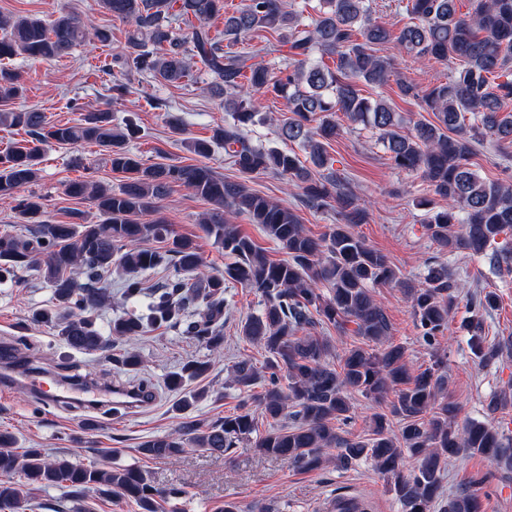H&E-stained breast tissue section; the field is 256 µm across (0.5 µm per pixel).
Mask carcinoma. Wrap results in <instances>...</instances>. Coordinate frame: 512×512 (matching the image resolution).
<instances>
[{
  "instance_id": "1",
  "label": "carcinoma",
  "mask_w": 512,
  "mask_h": 512,
  "mask_svg": "<svg viewBox=\"0 0 512 512\" xmlns=\"http://www.w3.org/2000/svg\"><path fill=\"white\" fill-rule=\"evenodd\" d=\"M112 19L130 26L122 54L101 72L110 77L108 90L121 99L129 93L134 74L160 84L176 85L191 76L198 58L206 90L224 98L231 120L213 130L210 140H186L192 153L205 156L212 145L244 174L270 173L303 190L306 205L323 210L336 203L337 223L327 233H308L294 210L251 192L242 182L226 181L205 165H147L130 151L135 134L112 127V114L88 112L73 122L52 123L36 109H13L9 103L22 91L20 75L0 69V126L22 131L0 155V201L31 225L32 238L0 233V283L13 280L20 268L36 267L52 289L54 307L32 313V321L47 325L69 347L103 352L116 339L131 340L149 327L185 326V332L215 354L223 349L224 285L255 289L262 309L248 317L241 332L263 347L269 358L264 390L251 392L260 377L248 359L231 368V382L257 403L260 414L278 422L292 416V427H273L257 434L254 412L247 404L207 427L184 421L177 433L144 442L140 452L156 459L179 457L193 446L229 455L239 444L254 443L265 456L283 458L303 470L326 461L336 449L343 466L371 460L387 475L390 489L404 512H482L481 498L466 492L443 499L441 483L448 461L479 453L492 462H512V438L495 426L477 420L458 425L459 407L444 396V356L414 374L406 350L389 340L390 325L372 294L376 285L404 289L423 341L431 346L448 330V317L459 298L461 283L440 263L428 269L425 285L413 288L386 255L368 247L349 227L366 222L367 211L357 198L340 191L336 170L326 146L347 118L379 133L395 168L414 175L442 200L426 195L416 206L429 214L427 230L442 254L479 255L512 232V183L488 180L471 168L475 148L489 144L497 150L512 147V0H399L410 23L396 32L373 18L371 0H319L316 17L304 23L284 0H244L228 11L224 0H99ZM467 11H462V8ZM224 20V39L211 34L210 21ZM197 21L190 35L181 24ZM0 60L24 55L52 59L70 53L89 37L100 42L107 31L89 32L77 16L61 13L45 20L34 15L1 16ZM255 36L264 47L252 52L236 49L239 40ZM401 47L417 59L441 64L454 61L452 75L418 90L395 80L399 94L413 96L437 123L420 121L411 131L393 104L382 96L367 97L358 83L382 87L393 71L381 51ZM282 55L275 72L260 54ZM273 95L288 101L291 117L280 136L298 144L320 170L312 176L294 152L252 143L245 134L259 116L255 101ZM93 142L106 152L112 170L126 174L114 192L93 180L69 184L74 197L94 201L104 219L84 224L76 212L71 224L44 218L41 198L18 192L37 176L44 147ZM181 184L214 205L201 220L206 233L234 261L219 274L202 272V258L193 242L173 234L162 218L141 222L156 210L171 185ZM238 218L261 226L264 233L288 251L290 261L276 262L243 234ZM168 240L164 251L140 247L144 239ZM162 267L164 286L145 294L140 274ZM117 269V283L132 310L108 322L102 331L95 310L107 306L111 292L91 281L101 271ZM329 288L320 292L319 285ZM496 304V295L473 293L462 325L470 349L483 363L499 356L501 347L484 336L483 313ZM203 308L190 318V309ZM361 340L345 348L338 366L329 358L334 346L325 337L303 334L314 317ZM354 324V329L347 328ZM212 359H191L166 378L177 390L206 374ZM287 386H282L280 377ZM374 402L394 396L391 413L402 420L401 435L392 436L386 414L373 417L372 438L364 440L336 432L333 422L351 419L348 393ZM16 438L0 431V512H21L35 485H63L72 499L86 493L119 495L141 512H164L163 504L178 498L177 489L160 490L146 472L114 467L105 470L50 456L40 448L15 451ZM415 461L405 471V459Z\"/></svg>"
}]
</instances>
